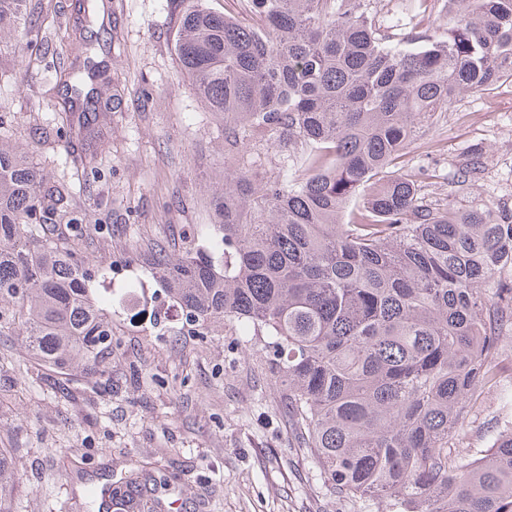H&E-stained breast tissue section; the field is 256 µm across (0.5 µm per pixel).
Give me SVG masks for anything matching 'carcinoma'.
Returning <instances> with one entry per match:
<instances>
[{"instance_id": "carcinoma-1", "label": "carcinoma", "mask_w": 512, "mask_h": 512, "mask_svg": "<svg viewBox=\"0 0 512 512\" xmlns=\"http://www.w3.org/2000/svg\"><path fill=\"white\" fill-rule=\"evenodd\" d=\"M29 0H0V37L22 44ZM244 25L191 0L173 44L181 71L224 146L266 142L281 173L224 174L212 230L138 259L185 320L263 337L274 383L302 447L342 497L390 512H512V429L480 459L463 418L497 380L490 314L512 316V210L423 203L413 176L391 170L425 118L462 92L512 79V0H444L437 36L387 44L400 19L376 0H247ZM72 40L73 62L91 53ZM65 73L62 104L82 140L96 138L98 94ZM484 170L480 153L459 170ZM351 207L347 222L340 220ZM65 190L30 159L0 147V335L56 376L100 382L112 361V313L91 283L105 277L74 238ZM12 458L0 448V512H17ZM146 466L112 484L123 512H155Z\"/></svg>"}]
</instances>
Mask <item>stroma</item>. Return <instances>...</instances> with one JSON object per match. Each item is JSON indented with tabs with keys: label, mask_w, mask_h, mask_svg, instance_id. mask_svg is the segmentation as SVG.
<instances>
[{
	"label": "stroma",
	"mask_w": 512,
	"mask_h": 512,
	"mask_svg": "<svg viewBox=\"0 0 512 512\" xmlns=\"http://www.w3.org/2000/svg\"><path fill=\"white\" fill-rule=\"evenodd\" d=\"M74 3L41 0L26 56L0 45V142L67 185L73 214L87 225L85 256L111 264L113 293L141 282L145 313L112 315L108 389L87 388L77 372L68 391L51 387L20 337L0 335V448L12 452L19 512H99L87 489L138 461L175 473L160 495L166 512H351L288 421L272 350L228 327L193 335L137 260L153 245L178 252L191 225L209 223L225 172L244 162L277 175L281 153L259 142L225 151L223 116L177 66L179 0H97L88 32L109 66L100 93L110 105L97 122L101 176L85 180L64 148L71 125L55 94L78 24ZM476 150L484 173L458 185L454 172ZM396 168L417 175L432 206L512 208V81L460 94L425 122ZM504 427L497 397L486 391L464 422L474 456Z\"/></svg>",
	"instance_id": "obj_1"
}]
</instances>
